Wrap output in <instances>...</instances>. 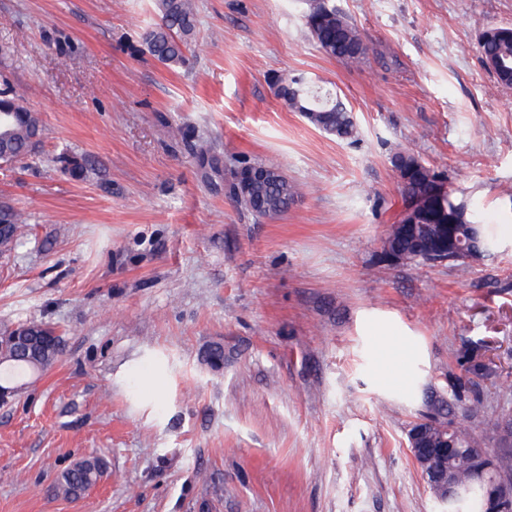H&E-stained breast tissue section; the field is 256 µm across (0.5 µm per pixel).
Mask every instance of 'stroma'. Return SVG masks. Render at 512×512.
I'll return each mask as SVG.
<instances>
[{
  "label": "stroma",
  "mask_w": 512,
  "mask_h": 512,
  "mask_svg": "<svg viewBox=\"0 0 512 512\" xmlns=\"http://www.w3.org/2000/svg\"><path fill=\"white\" fill-rule=\"evenodd\" d=\"M334 2L360 63L317 48L303 0H194L170 68L141 43L153 0H0V82L44 126L0 168L23 218L0 328L63 338L0 405V512H440L410 425L512 420V89L477 48L512 0ZM276 75L339 95L357 140L289 109ZM399 149L479 202L495 257L382 259ZM243 162L279 164L298 202L239 207ZM91 453L101 482L55 492Z\"/></svg>",
  "instance_id": "obj_1"
}]
</instances>
